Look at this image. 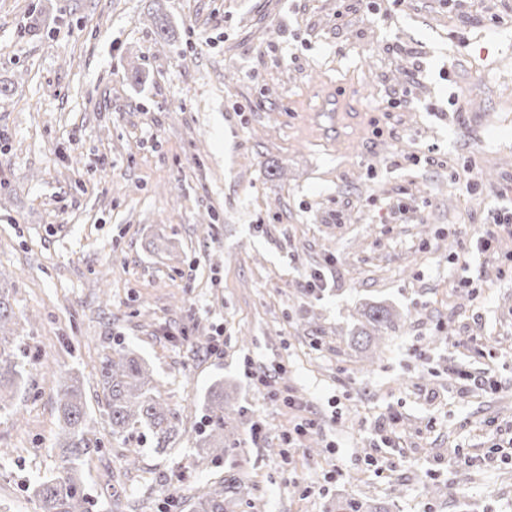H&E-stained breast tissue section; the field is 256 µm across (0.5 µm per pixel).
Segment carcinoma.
<instances>
[{
  "label": "carcinoma",
  "instance_id": "obj_1",
  "mask_svg": "<svg viewBox=\"0 0 512 512\" xmlns=\"http://www.w3.org/2000/svg\"><path fill=\"white\" fill-rule=\"evenodd\" d=\"M376 328H386L394 321L393 311L384 306L372 307L366 313ZM10 306L0 293V414L9 413L12 400L21 388V364L9 335ZM100 382L107 393L106 414L112 437L127 441L141 429L149 431L157 442H165L177 434L179 417L160 401L153 385L152 372L145 362L123 346L112 350L99 370ZM60 463L57 472L32 488L38 512H90L86 492L83 457L90 453L85 436L86 396L84 383L77 376L58 380ZM228 408L224 407V388L208 399L203 413V428L196 439L198 455L213 465L224 458V428ZM194 512H230L245 502L244 484L240 477L229 475L221 488L198 487L194 494Z\"/></svg>",
  "mask_w": 512,
  "mask_h": 512
}]
</instances>
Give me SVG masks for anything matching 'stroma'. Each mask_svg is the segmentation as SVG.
I'll list each match as a JSON object with an SVG mask.
<instances>
[{"label":"stroma","instance_id":"obj_1","mask_svg":"<svg viewBox=\"0 0 512 512\" xmlns=\"http://www.w3.org/2000/svg\"><path fill=\"white\" fill-rule=\"evenodd\" d=\"M337 8L0 0V287L27 370L0 417L8 512H36L59 464L66 373L86 386L92 512H165L176 487L193 512L230 470L261 512H512L494 450L512 440V236L463 248L512 207V25L493 21L512 0ZM467 167L476 189L449 180ZM379 302L396 321L359 343ZM119 343L180 416L166 452L112 437L96 373ZM247 358L302 410L256 390ZM218 382L230 452L214 466L195 436ZM307 410L318 428L289 450Z\"/></svg>","mask_w":512,"mask_h":512}]
</instances>
